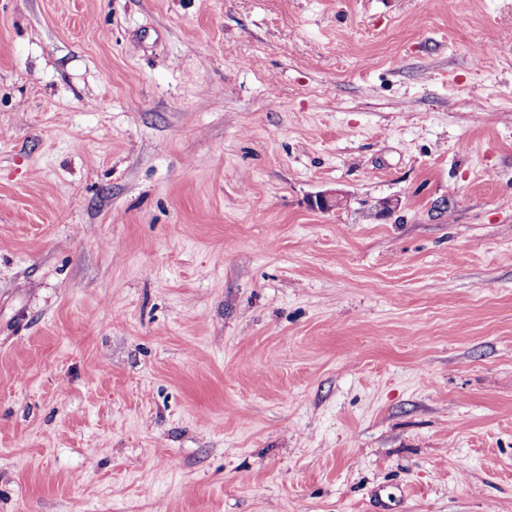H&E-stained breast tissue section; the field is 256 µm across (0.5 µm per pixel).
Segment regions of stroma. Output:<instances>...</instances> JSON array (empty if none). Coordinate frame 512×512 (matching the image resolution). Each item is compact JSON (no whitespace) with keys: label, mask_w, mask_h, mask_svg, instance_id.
<instances>
[{"label":"stroma","mask_w":512,"mask_h":512,"mask_svg":"<svg viewBox=\"0 0 512 512\" xmlns=\"http://www.w3.org/2000/svg\"><path fill=\"white\" fill-rule=\"evenodd\" d=\"M0 512H512V0H0Z\"/></svg>","instance_id":"35a3bbf8"}]
</instances>
